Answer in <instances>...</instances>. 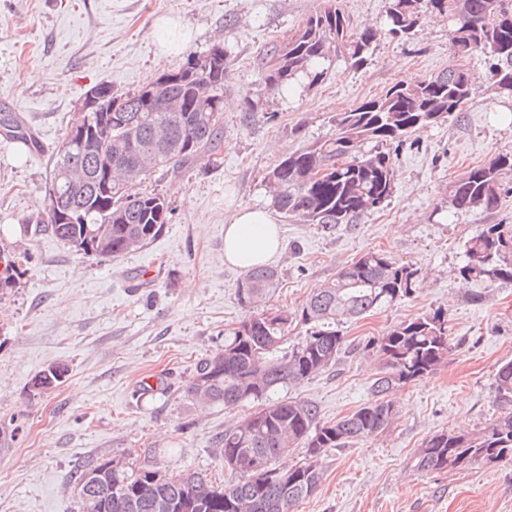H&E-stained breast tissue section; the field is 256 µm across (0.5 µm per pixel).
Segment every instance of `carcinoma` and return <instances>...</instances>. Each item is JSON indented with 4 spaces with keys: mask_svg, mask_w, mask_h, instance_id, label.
<instances>
[{
    "mask_svg": "<svg viewBox=\"0 0 512 512\" xmlns=\"http://www.w3.org/2000/svg\"><path fill=\"white\" fill-rule=\"evenodd\" d=\"M427 13L448 17L454 57H484L493 85L512 96V0H386L384 31L409 39ZM378 35L377 28L354 23L342 0H322L298 32L266 51L261 77L272 91L290 89L301 79L314 85L325 80L335 57L353 67L367 62ZM228 66L224 45L217 43L136 90L116 93L108 84L98 85L101 108L90 113L95 132L82 143L65 136L49 175L48 183H58L61 193L49 199L43 223L61 243L85 255L118 257L142 247L169 223L167 198L139 186L159 169L176 177L201 156L219 151ZM473 90V75L450 63L429 79L397 83L380 98L337 113L328 139L290 153L269 171L274 207L328 230L358 223L391 196L390 145L461 115ZM369 142L374 147L366 151ZM506 175H512L511 151L459 179L453 208L496 209ZM59 213L65 221L56 219ZM465 255L464 277L512 281L511 228L488 226L466 241ZM0 264L2 291L16 284L20 258L0 252ZM418 278L412 266L370 251L313 290L298 314L267 310L250 316L224 341V349L198 364L185 388L203 405L257 404L221 438L224 467L234 479L219 485L197 471L172 475L159 466L136 468L102 455L78 469L80 512H297L321 485L323 457L382 434L395 416L388 393L430 374L450 354L447 311L437 308L402 321L381 336L373 346L382 364L374 398L334 422H321L312 402L272 394L290 392L335 364L345 345L341 322L412 295ZM277 281L275 269L253 267L239 283L238 299L258 307ZM296 318L308 329L290 345L288 328ZM495 394L508 409L477 433L433 434L415 454L414 468L430 474L467 469L488 458L512 461V361L498 368ZM290 448L304 449L303 458L280 465Z\"/></svg>",
    "mask_w": 512,
    "mask_h": 512,
    "instance_id": "1",
    "label": "carcinoma"
}]
</instances>
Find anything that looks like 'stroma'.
<instances>
[{"label":"stroma","mask_w":512,"mask_h":512,"mask_svg":"<svg viewBox=\"0 0 512 512\" xmlns=\"http://www.w3.org/2000/svg\"><path fill=\"white\" fill-rule=\"evenodd\" d=\"M321 0H0V110L24 108L42 141L29 152L0 141V249L21 257L14 288L0 292V512H79L77 468L104 454L170 474L198 471L231 481L221 454L244 404L201 407L185 386L196 364L223 348L249 315L237 297L244 277L224 262L228 202L270 207L266 176L283 157L321 141L332 118L377 98L397 81L436 75L453 59L446 16H427L411 39L387 35L361 69L337 59L324 81L289 95L264 84L259 57L298 31ZM194 38L156 67L158 17ZM223 44L222 148L179 176L154 173L171 219L141 248L100 258L64 246L38 216L48 208L50 156L93 85L127 92L181 67L187 54ZM475 79L461 117L414 132L395 158L391 197L360 223L326 230L277 214L280 284L265 301L300 310L344 265L381 250L419 270L414 295L342 324L335 365L294 397L332 422L372 398L379 371L366 345L397 323L444 308L453 349L436 371L396 388V417L381 435L329 453L323 482L298 512H512V461L420 474L413 458L440 431L473 434L498 416L495 375L512 360V281L464 280L465 242L489 224L512 225V193L492 212L455 211L454 183L512 151V97L487 80L482 58L463 59ZM65 368L34 391L33 378ZM167 388L142 394L146 383Z\"/></svg>","instance_id":"35a3bbf8"}]
</instances>
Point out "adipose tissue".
Segmentation results:
<instances>
[{"instance_id": "adipose-tissue-1", "label": "adipose tissue", "mask_w": 512, "mask_h": 512, "mask_svg": "<svg viewBox=\"0 0 512 512\" xmlns=\"http://www.w3.org/2000/svg\"><path fill=\"white\" fill-rule=\"evenodd\" d=\"M280 249V228L272 210L240 206L225 216V263L246 270L273 260Z\"/></svg>"}]
</instances>
